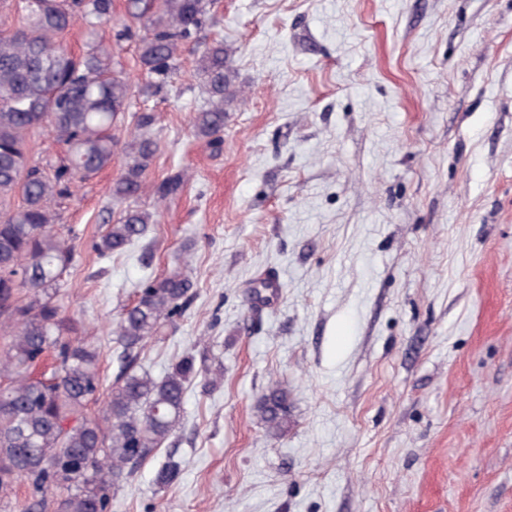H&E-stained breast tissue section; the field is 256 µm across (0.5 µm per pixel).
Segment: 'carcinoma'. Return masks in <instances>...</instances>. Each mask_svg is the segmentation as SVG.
<instances>
[{"instance_id":"obj_1","label":"carcinoma","mask_w":512,"mask_h":512,"mask_svg":"<svg viewBox=\"0 0 512 512\" xmlns=\"http://www.w3.org/2000/svg\"><path fill=\"white\" fill-rule=\"evenodd\" d=\"M214 0H127L126 15L143 25L137 61L154 94L169 85L177 60L211 18ZM22 22L0 34V512H14L12 495L28 481L24 512H107L112 487L166 446L181 424L185 396L198 374L185 356L161 379L139 364L148 341L181 316L194 298L185 273L176 269L146 282L134 304L113 327L119 369L102 420L84 410L101 386L99 351L81 336L56 300L64 272L76 255L75 236L55 228L53 205L70 187L125 156L112 182V200L124 205L93 242L106 257L141 240L154 214L139 206L152 191L159 200L181 194L184 176L171 173L150 184L148 170L159 150L151 112H129L132 86L112 66L101 44L87 43L80 56L58 42L77 22L90 30L112 22V0H34L22 6ZM208 101L193 113L194 134L220 147L225 105L236 99V70L224 41L194 50ZM129 125L128 139L116 130ZM49 126L66 146L57 162L35 161L29 137ZM22 204L10 207L15 196ZM257 414L266 430L288 432V387L275 383L259 397ZM180 474L168 458L156 474L165 486ZM63 486L67 495L48 499Z\"/></svg>"}]
</instances>
